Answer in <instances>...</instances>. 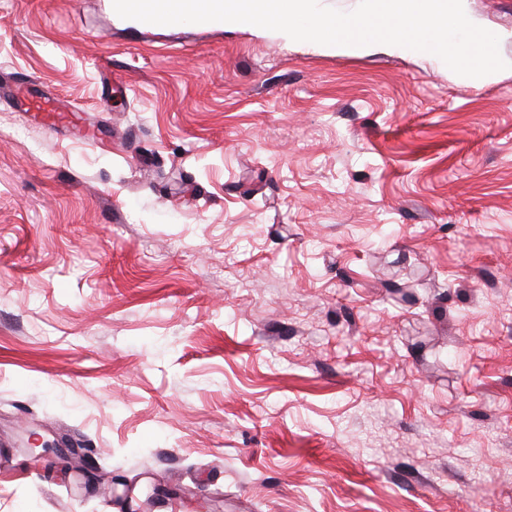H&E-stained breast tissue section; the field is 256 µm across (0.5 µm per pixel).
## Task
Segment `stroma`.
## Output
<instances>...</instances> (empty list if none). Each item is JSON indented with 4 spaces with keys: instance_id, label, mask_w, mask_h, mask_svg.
<instances>
[{
    "instance_id": "1",
    "label": "stroma",
    "mask_w": 512,
    "mask_h": 512,
    "mask_svg": "<svg viewBox=\"0 0 512 512\" xmlns=\"http://www.w3.org/2000/svg\"><path fill=\"white\" fill-rule=\"evenodd\" d=\"M0 0V512H512L509 69ZM76 110L53 132L13 97ZM66 443L57 441H46L42 445V451L36 453L34 448H26L31 452L34 458H43L47 455H50L51 453L56 455H64L66 458H70L71 460V466L74 467L76 470L82 472L84 475L88 474V471L90 467V462L86 458L85 455L80 454L79 451L76 449L77 447L68 440H65ZM92 473V472H91ZM93 474V473H92ZM95 475L96 479L102 480L103 482L107 481L109 478L104 474H93Z\"/></svg>"
}]
</instances>
